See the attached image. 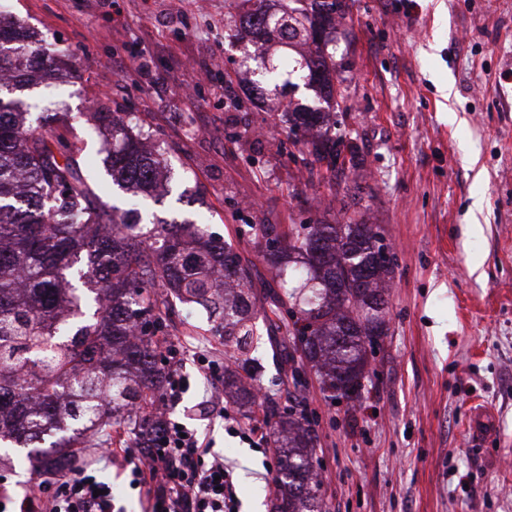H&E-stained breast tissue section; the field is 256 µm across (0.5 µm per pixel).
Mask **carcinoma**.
<instances>
[{"label": "carcinoma", "mask_w": 512, "mask_h": 512, "mask_svg": "<svg viewBox=\"0 0 512 512\" xmlns=\"http://www.w3.org/2000/svg\"><path fill=\"white\" fill-rule=\"evenodd\" d=\"M350 0H254L239 27L256 39H275L295 51L294 71L307 88L334 97L336 73L351 68L336 56ZM44 34L27 22L0 18L3 91L48 84L70 67L44 55ZM20 100L0 97V440L54 456L58 472L90 448L112 444V430L156 441L148 411L166 380L162 347L168 335L158 289L202 308L224 337V355L251 360L254 336L291 337L293 351L319 378L329 399H353L345 387L360 380L367 349L385 335L391 262L377 259L383 244L374 225L302 224L280 238L276 224H248L258 255L279 279L283 294L253 292L251 261L191 221L146 228L141 214L103 202L90 184L78 149L67 137L68 113L43 112L26 123ZM288 131L329 125L320 106L283 103ZM112 139L106 167L123 190L151 196L165 152L146 145L105 107L83 113ZM318 133L302 142L304 167H325L336 188V168L358 165L354 147ZM224 369V393L251 420L264 409L254 385ZM279 471L273 512H325L306 418L288 414L273 432Z\"/></svg>", "instance_id": "cac0c4a2"}]
</instances>
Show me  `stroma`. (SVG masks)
<instances>
[{"label": "stroma", "instance_id": "35a3bbf8", "mask_svg": "<svg viewBox=\"0 0 512 512\" xmlns=\"http://www.w3.org/2000/svg\"><path fill=\"white\" fill-rule=\"evenodd\" d=\"M10 18L48 35L73 67L20 97L27 122L51 105L69 113L91 184L107 204L166 221L194 220L253 263L257 292L273 286L243 224L365 219L378 225L394 263L387 334L369 357L356 402L328 406L318 380L280 383L260 342L263 391L279 408L316 415V457L328 512H512V0H353L338 49L352 62L335 118L361 164L330 189L309 174L287 132L278 92L252 93L241 68L251 38L228 37L243 0H9ZM101 102L130 117L168 151L159 198L113 187L103 138L80 121ZM203 204L181 202L185 182ZM167 347L222 355L204 316L174 304ZM174 414L233 469L239 512H272L277 459L227 433L202 402L223 397L195 362ZM495 428L474 447L476 409ZM78 458L112 484L123 512H152L127 471ZM63 483L45 459L0 447V498L23 500Z\"/></svg>", "mask_w": 512, "mask_h": 512}]
</instances>
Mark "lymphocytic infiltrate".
Listing matches in <instances>:
<instances>
[{"instance_id": "1", "label": "lymphocytic infiltrate", "mask_w": 512, "mask_h": 512, "mask_svg": "<svg viewBox=\"0 0 512 512\" xmlns=\"http://www.w3.org/2000/svg\"><path fill=\"white\" fill-rule=\"evenodd\" d=\"M160 452L123 449L132 485L143 490L153 512H235L233 472L194 431L180 433L178 420L164 416ZM108 482L80 472L40 504L41 512H113Z\"/></svg>"}]
</instances>
